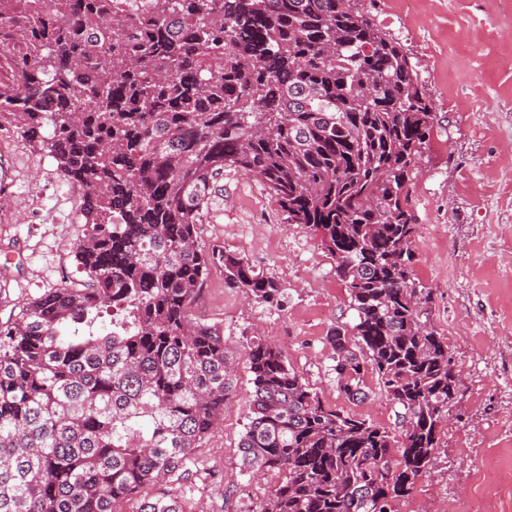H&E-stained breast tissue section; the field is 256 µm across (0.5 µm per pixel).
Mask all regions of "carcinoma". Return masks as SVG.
Listing matches in <instances>:
<instances>
[{
	"label": "carcinoma",
	"mask_w": 512,
	"mask_h": 512,
	"mask_svg": "<svg viewBox=\"0 0 512 512\" xmlns=\"http://www.w3.org/2000/svg\"><path fill=\"white\" fill-rule=\"evenodd\" d=\"M361 2L0 0V127L80 193L86 275L0 323V512H120L223 419L232 362L190 306L220 266L225 287L282 307L246 257L200 245L226 168L260 178L334 260L356 312L328 336L338 391L362 400L372 374L397 408L393 429L331 409L247 338L242 466L279 476L258 512H397L435 468L459 381L409 208L435 115ZM137 512L185 510L171 493Z\"/></svg>",
	"instance_id": "1"
}]
</instances>
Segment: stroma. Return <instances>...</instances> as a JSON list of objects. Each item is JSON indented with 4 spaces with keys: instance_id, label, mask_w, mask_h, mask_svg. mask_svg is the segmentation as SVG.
Returning <instances> with one entry per match:
<instances>
[{
    "instance_id": "obj_1",
    "label": "stroma",
    "mask_w": 512,
    "mask_h": 512,
    "mask_svg": "<svg viewBox=\"0 0 512 512\" xmlns=\"http://www.w3.org/2000/svg\"><path fill=\"white\" fill-rule=\"evenodd\" d=\"M409 49L434 104L428 148L411 180L418 224L415 278L432 292L430 320L461 376L448 406L434 474L398 512H512V0H365ZM81 200L56 161L14 129H0V321L44 290L80 284L74 246ZM202 245L245 256L274 279L281 309L255 304L212 267L190 313L220 329L235 359V395L222 425L196 448L187 481L144 486L122 505L170 491L185 512H252L270 482L241 470L238 444L252 390L246 339L261 333L324 405L394 427L374 376L367 400L336 388L332 328L354 319L333 260L309 229L288 223L264 184L225 169L200 228Z\"/></svg>"
}]
</instances>
